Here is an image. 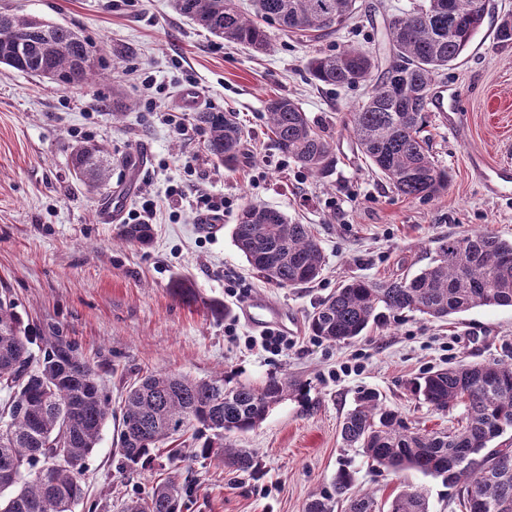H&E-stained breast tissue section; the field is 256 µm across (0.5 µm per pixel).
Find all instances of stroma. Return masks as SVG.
I'll return each instance as SVG.
<instances>
[{"label": "stroma", "mask_w": 512, "mask_h": 512, "mask_svg": "<svg viewBox=\"0 0 512 512\" xmlns=\"http://www.w3.org/2000/svg\"><path fill=\"white\" fill-rule=\"evenodd\" d=\"M417 0H359L355 18L337 34L298 41L271 30V49L257 53L222 39L175 14L169 0H0L16 9L72 27L95 48L104 68L96 86L77 90L0 65V287L37 339L62 336L90 361L111 403L112 417L84 467L87 499L76 512H118L122 501L150 491L168 471L166 452L153 468L120 472L112 441L126 390L151 371L230 382L259 383L288 374L305 386L264 422L235 437L256 453L257 466L233 472L217 460L191 457L197 442L185 434L179 474L189 484L182 512H302L308 496L330 488L341 465L356 486L392 499L403 486L421 489L430 512H461L454 488L416 471L395 474L372 467L343 449L340 429L360 393L376 391L410 426L443 429L462 412L434 411L410 391L422 373L466 361L512 357V307H477L443 321L405 312L369 328L346 344L313 335L308 316L344 280L385 281L413 275L435 256L447 235L482 232L512 240V197L489 194L472 167L512 164V42L494 28L512 13V0H489L490 14L470 45L436 77L433 95H457L450 120L429 115L438 164L447 169L446 191L431 200L405 198L372 173L343 127L358 89L319 87L306 69L309 57L351 45L388 58V17ZM152 76L151 89L130 69ZM193 89L197 106L183 104ZM275 94L294 98L316 126L330 131L336 152L331 175L315 176L281 154L266 127L264 105ZM160 111H150L149 98ZM129 103L122 123L112 103ZM237 113L248 136L234 169L214 163L206 136L193 128L173 137L163 113L192 120L196 110ZM104 145L112 158L106 186L89 192L70 175L74 147ZM198 158L196 173L184 162ZM196 183L223 195L230 207L217 232L201 216L173 208L170 185ZM159 200L154 236L146 246L115 244L119 224L138 198ZM260 203L311 225L325 255L318 280L296 288L263 282L236 248L232 230L240 209ZM189 277L197 299L176 297L171 285ZM238 288V296L227 293ZM286 309L296 325L288 351L249 349L255 335L243 313L249 300ZM227 307L214 316L211 303ZM233 325L235 336L224 333Z\"/></svg>", "instance_id": "1"}]
</instances>
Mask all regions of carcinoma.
Returning a JSON list of instances; mask_svg holds the SVG:
<instances>
[{
    "label": "carcinoma",
    "mask_w": 512,
    "mask_h": 512,
    "mask_svg": "<svg viewBox=\"0 0 512 512\" xmlns=\"http://www.w3.org/2000/svg\"><path fill=\"white\" fill-rule=\"evenodd\" d=\"M252 12L238 0H170L172 10L227 44L256 52L271 47L268 27L291 34L331 35L354 18L356 0H251ZM480 0H422L392 16L385 25L390 60L347 46L319 53L308 62L311 79L334 88L362 87L365 97L344 124L357 151L399 195L429 200L448 187L449 173L432 155L427 105L435 78L448 69L482 27L487 12ZM0 25L15 33L0 37V65L78 89L100 75L93 46L72 28L33 15L0 11ZM269 131L281 153L313 175L335 166L333 138L309 120L286 95L266 100ZM194 121L206 135L210 155L234 167L245 131L231 112L201 111ZM76 180L90 192L109 178L106 148L77 146L71 155ZM233 241L247 263L272 285L294 288L317 279L324 254L309 225L258 203L244 205ZM116 238L145 246L149 224H122ZM175 295L197 300L193 284L179 279ZM512 307V240L474 232L441 241L437 256L411 278L371 282L348 279L324 298L310 316L314 336L331 343L358 338L390 313L417 312L443 320L476 307ZM32 339L14 302L0 294V512H73L85 496L82 472L102 438L112 411L91 364L62 336L34 359ZM304 385L272 376L259 385L230 384L224 375L197 380L155 373L131 385L124 400L122 428L115 445L121 469L145 467L159 448L191 430L206 436L199 452L224 461L233 471L254 468L248 448L224 440L255 429L269 411ZM412 392L437 411L460 406L458 426L440 430L411 427L386 407L377 393L361 394L341 427L343 447L360 451L373 465L395 473L415 470L438 476L455 488L463 512H512V465L502 459L512 448L490 443L512 428V359L461 362L422 374ZM184 488L161 482L146 497H130L121 512H180ZM377 512L375 493L354 489V478L340 469L332 490L306 500L303 512ZM388 512H430L419 490H400Z\"/></svg>",
    "instance_id": "cac0c4a2"
}]
</instances>
